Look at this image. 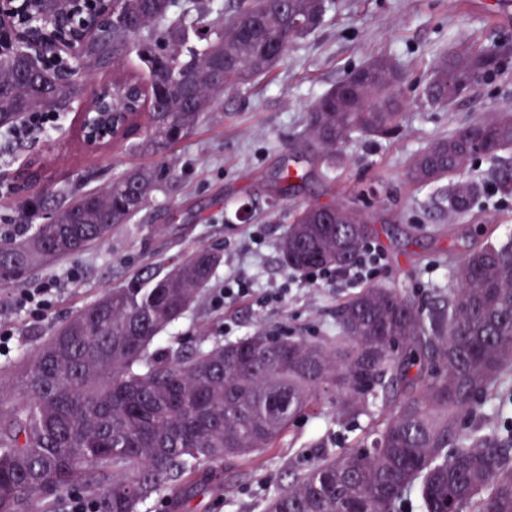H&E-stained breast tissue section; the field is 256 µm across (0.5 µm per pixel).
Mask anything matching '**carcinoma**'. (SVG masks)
Listing matches in <instances>:
<instances>
[{"label":"carcinoma","instance_id":"obj_1","mask_svg":"<svg viewBox=\"0 0 512 512\" xmlns=\"http://www.w3.org/2000/svg\"><path fill=\"white\" fill-rule=\"evenodd\" d=\"M334 0H112V25L86 41L80 70L130 56L148 68L143 98L118 124L122 138L158 157L96 190L67 193L25 239L0 244V283L105 241L178 177L166 153L231 90L269 73L288 46L314 33ZM485 39L443 51L423 91L442 110L495 80L504 67ZM402 71L379 54L313 103L306 146L328 168L355 137L385 136L402 118ZM43 77L21 57L0 56V117L48 105ZM512 111L496 110L418 153L417 185L452 181L441 205L465 215L483 192L472 160L498 164L512 193ZM376 231L354 202L296 204L281 240L294 271L334 268ZM220 253L198 247L163 274L133 277L79 310L16 375L0 374V512H44L76 485L95 512H141L161 491L191 497L195 472L276 447L298 414L326 401L341 417L368 402L388 410L354 448L325 457L267 500L265 512H512V427L487 434L478 419L512 379V238L465 252L449 269L448 303L422 312L395 288L362 289L336 311V338L310 342L256 332L189 351L155 348L198 301Z\"/></svg>","mask_w":512,"mask_h":512}]
</instances>
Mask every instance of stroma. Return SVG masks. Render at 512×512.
I'll list each match as a JSON object with an SVG mask.
<instances>
[{
	"label": "stroma",
	"instance_id": "35a3bbf8",
	"mask_svg": "<svg viewBox=\"0 0 512 512\" xmlns=\"http://www.w3.org/2000/svg\"><path fill=\"white\" fill-rule=\"evenodd\" d=\"M501 0H336L335 10L308 37L293 42L272 75L225 93L194 132L175 144L168 162L179 176L154 192L150 205L106 241L50 268L33 270L20 282L0 286V326L12 332L0 350V368L19 354L35 353L75 311L106 289L129 278L158 271L204 246L220 250L224 262L199 301L158 341L176 350L199 339L225 342L263 331L319 340L334 336L337 307L356 291L331 282L307 283L303 272L283 266L279 243L287 208L303 202L356 200L372 217L379 234L374 246L384 255L373 285L398 289L429 310L448 296V268L459 260L449 245L476 224L512 227V194L501 193L493 166L474 160L469 178L484 194L463 216L448 213L440 197L446 183L418 186L407 178L413 157L432 141L494 109L512 110V65L438 111L421 99L436 55L468 38L492 37L512 45V21L498 20ZM391 53L405 80V102L397 132L388 138L358 137L340 151L336 171L306 154L302 140L310 104L370 56ZM79 109L62 114L57 130L28 139L0 137V180H27L28 192L0 193V236L29 224L25 202L42 194L43 215L73 187L98 189L135 168H153L157 159L129 145L92 150L79 133ZM292 168L304 181L280 195L278 174ZM251 204L249 220L234 217L235 207ZM245 278L250 295L231 304L215 297L228 277ZM62 288L36 317L12 303L19 289L47 278ZM282 288V302L262 304L266 289ZM381 404H367L360 415L341 418L332 406L319 415H297L277 447L208 470V488L183 502L182 512H263L269 495L287 488L319 459L355 446L380 424Z\"/></svg>",
	"mask_w": 512,
	"mask_h": 512
}]
</instances>
